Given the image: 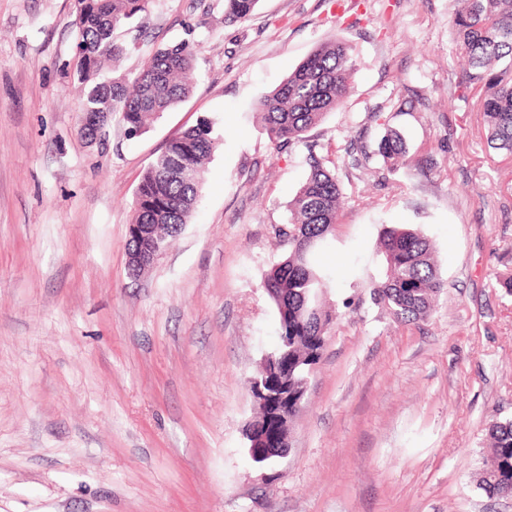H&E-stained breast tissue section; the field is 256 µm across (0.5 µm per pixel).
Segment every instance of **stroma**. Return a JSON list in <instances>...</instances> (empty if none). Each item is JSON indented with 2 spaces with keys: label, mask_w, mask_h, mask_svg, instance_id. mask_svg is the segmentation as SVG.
Here are the masks:
<instances>
[{
  "label": "stroma",
  "mask_w": 512,
  "mask_h": 512,
  "mask_svg": "<svg viewBox=\"0 0 512 512\" xmlns=\"http://www.w3.org/2000/svg\"><path fill=\"white\" fill-rule=\"evenodd\" d=\"M74 0H0V512H512L480 484L491 418H512V159L463 85L452 0H151L119 32L134 75L189 41V97L148 132L90 144L75 90ZM348 41L344 104L275 148L258 101L319 45ZM218 148L194 214L157 263L127 271L134 193L199 119ZM411 160L355 167L386 127ZM343 190L321 303L320 362L291 449L253 464L249 380L277 344L262 286L309 172ZM429 239L445 282L396 322L371 298L384 226ZM260 0H224V17L230 22L249 18Z\"/></svg>",
  "instance_id": "obj_1"
}]
</instances>
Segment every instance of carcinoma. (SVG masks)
I'll return each mask as SVG.
<instances>
[{
  "instance_id": "cac0c4a2",
  "label": "carcinoma",
  "mask_w": 512,
  "mask_h": 512,
  "mask_svg": "<svg viewBox=\"0 0 512 512\" xmlns=\"http://www.w3.org/2000/svg\"><path fill=\"white\" fill-rule=\"evenodd\" d=\"M454 2L465 4L454 12L456 41L466 60V87L477 93L485 116L488 146L512 155V0ZM258 3L224 0V17L230 22L244 21ZM148 4L149 0H75L76 44L83 52L76 64L80 110L91 116L82 133L90 143L105 135L114 117L129 135H141L151 121L191 93L193 52L185 40L158 48L132 78L116 73L110 80L99 78L125 52L117 42V31L135 21L144 22ZM354 68L353 48L343 40L315 49L259 102L257 115L270 141L276 146L304 141L311 128L344 103ZM217 147L213 123L208 119L167 142L137 186L127 249L139 245L137 224L156 225V241L168 247L175 235L166 225L189 223ZM376 155L392 166L404 164L407 151L400 134L387 131ZM327 163L326 158L311 157L310 173L288 205V227L278 231V237L288 244V254L262 280L278 319L279 342L271 355L288 372L286 384L275 375L268 378L276 393L309 378L322 357L333 321L318 300L327 273L314 260L336 224L342 198L336 168ZM379 248L383 269L371 281L373 300L384 305L399 323L424 319L444 288L431 243L415 230L391 225L383 228ZM488 435L489 466L482 472L481 484L496 495L510 496L512 420H491Z\"/></svg>"
}]
</instances>
